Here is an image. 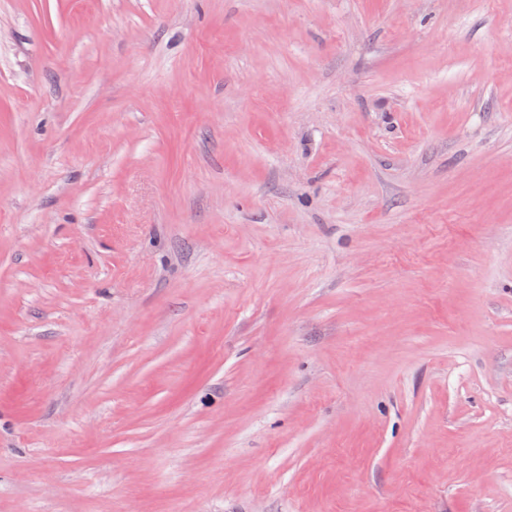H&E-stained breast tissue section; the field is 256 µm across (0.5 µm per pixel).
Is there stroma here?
Instances as JSON below:
<instances>
[{
  "label": "stroma",
  "mask_w": 512,
  "mask_h": 512,
  "mask_svg": "<svg viewBox=\"0 0 512 512\" xmlns=\"http://www.w3.org/2000/svg\"><path fill=\"white\" fill-rule=\"evenodd\" d=\"M0 512H512V0H0Z\"/></svg>",
  "instance_id": "1"
}]
</instances>
